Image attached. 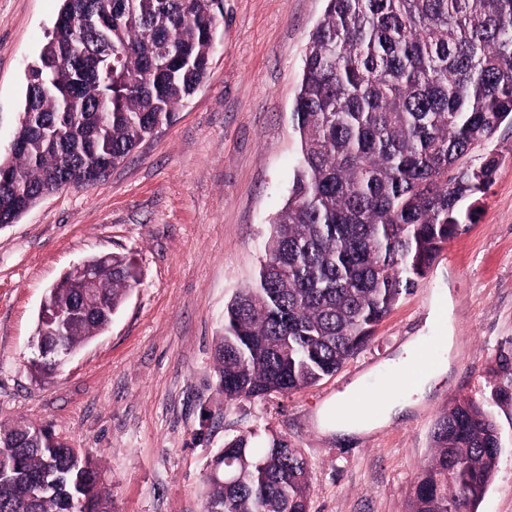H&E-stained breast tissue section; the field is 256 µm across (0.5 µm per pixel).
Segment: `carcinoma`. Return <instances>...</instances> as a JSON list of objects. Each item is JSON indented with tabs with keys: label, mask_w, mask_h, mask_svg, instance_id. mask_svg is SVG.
<instances>
[{
	"label": "carcinoma",
	"mask_w": 512,
	"mask_h": 512,
	"mask_svg": "<svg viewBox=\"0 0 512 512\" xmlns=\"http://www.w3.org/2000/svg\"><path fill=\"white\" fill-rule=\"evenodd\" d=\"M311 33L292 113L301 148L254 283L224 312L218 363L228 400L291 393L338 371L370 340L442 244L471 219L498 160L468 164L475 146L512 123V0H326ZM222 0H62L30 67L23 114L0 158V224L42 196L88 187L118 166L203 81ZM100 306L54 289L64 328L37 336L71 351L101 333L133 287L131 263L93 257ZM29 423L0 425V512H110L93 460L65 443L24 440ZM497 426L467 400L435 423L432 460L410 512H477L497 463ZM216 463L205 512H308L301 452L252 433Z\"/></svg>",
	"instance_id": "carcinoma-1"
}]
</instances>
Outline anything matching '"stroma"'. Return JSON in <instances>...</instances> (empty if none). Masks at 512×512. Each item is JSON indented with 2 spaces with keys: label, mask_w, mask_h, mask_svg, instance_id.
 Returning a JSON list of instances; mask_svg holds the SVG:
<instances>
[{
  "label": "stroma",
  "mask_w": 512,
  "mask_h": 512,
  "mask_svg": "<svg viewBox=\"0 0 512 512\" xmlns=\"http://www.w3.org/2000/svg\"><path fill=\"white\" fill-rule=\"evenodd\" d=\"M61 0H0V155L26 74ZM326 0H224L207 75L173 121L105 181L42 198L0 226V423L45 426L94 456L111 512H203L215 456L237 436L286 438L311 475L309 512H408L431 433L472 400L496 422L498 464L478 512H512V125L477 147L498 170L471 223L335 374L288 394L225 399L224 309L253 283L301 156L292 112ZM130 261L137 282L110 326L58 369L29 366L42 299L81 261ZM439 321L426 330L430 310ZM449 370L401 417L354 435L341 397L385 378L425 333Z\"/></svg>",
  "instance_id": "1"
}]
</instances>
